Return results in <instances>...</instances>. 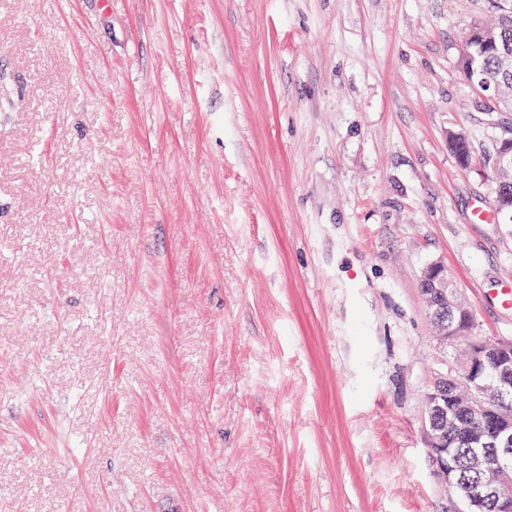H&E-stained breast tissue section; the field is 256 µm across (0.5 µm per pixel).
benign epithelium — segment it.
Instances as JSON below:
<instances>
[{
	"label": "benign epithelium",
	"instance_id": "7a95c632",
	"mask_svg": "<svg viewBox=\"0 0 512 512\" xmlns=\"http://www.w3.org/2000/svg\"><path fill=\"white\" fill-rule=\"evenodd\" d=\"M493 51L498 72L512 74V46L504 33L472 29L466 38ZM477 111L512 112V101H504L499 81L479 79L472 84ZM495 173L512 172V138L503 139L489 161ZM498 215L506 220L512 215V191L508 182H498L493 191ZM420 284L432 309V322L442 340L461 348L459 376L436 378L429 392L424 430L428 456L434 474L448 487L457 489V461L453 450L438 431L437 419L448 416V427L458 428V440L474 449L475 465L487 471L480 490L471 492L464 501L465 512H484L490 504L502 508L512 505V341L488 343L470 335L473 316L457 290L448 287L444 265L432 264L423 272ZM494 378L483 381L487 368Z\"/></svg>",
	"mask_w": 512,
	"mask_h": 512
}]
</instances>
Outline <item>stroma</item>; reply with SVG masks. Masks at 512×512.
<instances>
[{
	"instance_id": "35a3bbf8",
	"label": "stroma",
	"mask_w": 512,
	"mask_h": 512,
	"mask_svg": "<svg viewBox=\"0 0 512 512\" xmlns=\"http://www.w3.org/2000/svg\"><path fill=\"white\" fill-rule=\"evenodd\" d=\"M101 2L0 0V512H457L419 281L512 340L500 0ZM474 27L466 38L468 43L477 42L482 47L488 48L493 51L497 59L498 72L504 79L511 73L512 75V46L505 41L503 28L500 33H493L492 31L483 32ZM500 81L494 82L482 77L477 83L471 82L477 111L487 113L512 112V101L504 102ZM508 137L511 136V131L506 135ZM501 136L496 137L492 140L490 145L488 146L487 152L490 155L494 154L496 146H498V140ZM488 159V163L493 170V173H506L508 171L512 172V138L503 139L499 146L496 148L495 155L492 157V160Z\"/></svg>"
}]
</instances>
